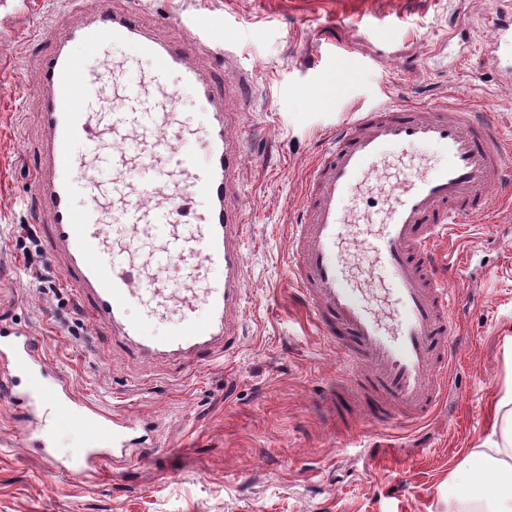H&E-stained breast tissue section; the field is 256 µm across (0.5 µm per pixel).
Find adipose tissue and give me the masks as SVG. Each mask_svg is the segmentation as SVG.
<instances>
[{
    "label": "adipose tissue",
    "mask_w": 512,
    "mask_h": 512,
    "mask_svg": "<svg viewBox=\"0 0 512 512\" xmlns=\"http://www.w3.org/2000/svg\"><path fill=\"white\" fill-rule=\"evenodd\" d=\"M474 479L455 492L458 512H512V413L500 428V441L465 461Z\"/></svg>",
    "instance_id": "adipose-tissue-1"
}]
</instances>
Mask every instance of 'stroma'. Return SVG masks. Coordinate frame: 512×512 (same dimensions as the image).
Instances as JSON below:
<instances>
[{
	"label": "stroma",
	"mask_w": 512,
	"mask_h": 512,
	"mask_svg": "<svg viewBox=\"0 0 512 512\" xmlns=\"http://www.w3.org/2000/svg\"><path fill=\"white\" fill-rule=\"evenodd\" d=\"M160 41L185 38L176 16L208 13L250 86L226 107L229 145L255 130L235 172L246 207L247 299L239 346L190 370L140 357L89 322L76 291L43 293L25 267L32 222L30 170L45 134L36 115L42 28L88 22L98 0H0V300L36 336L75 393L148 423L147 463L92 478L53 473L24 439L19 410L0 401V512H449L463 463L490 447L512 390V210L470 218L459 257L441 270L462 309L454 383L422 425L372 431L367 397L343 403L338 425L323 392L345 362L305 315L288 268V233L316 154L381 100L487 106L512 141V85L483 46L498 0H140ZM331 85L333 111L315 87ZM47 433L77 461L87 434L56 416ZM378 469L366 476L368 457Z\"/></svg>",
	"instance_id": "35a3bbf8"
}]
</instances>
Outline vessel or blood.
<instances>
[{"label":"vessel or blood","mask_w":512,"mask_h":512,"mask_svg":"<svg viewBox=\"0 0 512 512\" xmlns=\"http://www.w3.org/2000/svg\"><path fill=\"white\" fill-rule=\"evenodd\" d=\"M140 14L139 6L118 11L112 0H99L89 23L38 32L49 49L40 59L46 139L34 191L48 206L49 250L60 257L63 279L93 324L178 368L238 346L229 325L246 294L238 233L246 212L229 203L242 154L228 149L222 106L242 87L211 84L189 62L207 42L225 69L237 65L208 14L186 19L188 37L177 43L148 35ZM75 41L103 54L129 43L157 66L128 81L119 66L91 68L71 55L67 46ZM509 44L512 9L500 12L485 45L494 69L511 83L512 56L500 52ZM173 70L203 98L204 153L179 147L185 135L178 93L166 85ZM417 144L443 150L447 165H407L395 183L382 184L388 159ZM510 197L512 142L488 108L382 101L337 130L315 160L288 241V263L308 316L347 362L329 393L332 404L347 394L372 393L367 414L383 431L431 414L450 383L461 334L459 310L438 286L436 243L441 235H460L464 221L492 200ZM138 232L159 238V245L137 254L126 240ZM169 287L185 296V322L154 341L127 312L140 304L158 315ZM0 400L21 408L32 428L52 413L90 430L77 465L50 459L57 473L101 472L142 457L150 439L147 426L78 397L47 363L38 340L1 307Z\"/></svg>","instance_id":"b4317fda"}]
</instances>
